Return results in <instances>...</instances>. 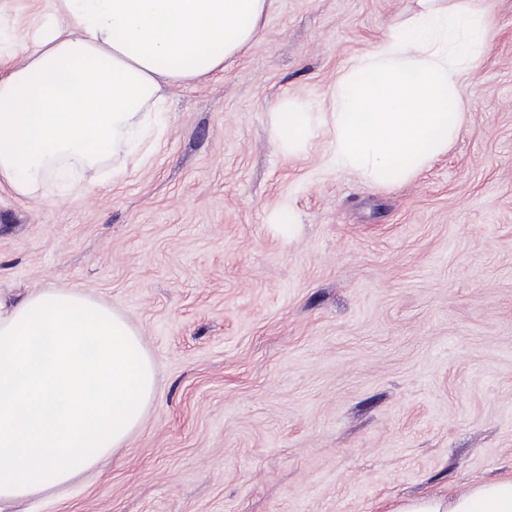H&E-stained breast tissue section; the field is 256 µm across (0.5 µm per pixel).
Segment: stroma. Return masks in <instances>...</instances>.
I'll return each instance as SVG.
<instances>
[{"label":"stroma","instance_id":"1","mask_svg":"<svg viewBox=\"0 0 512 512\" xmlns=\"http://www.w3.org/2000/svg\"><path fill=\"white\" fill-rule=\"evenodd\" d=\"M471 4L492 24L462 125L406 181L276 124L330 111L420 0H276L134 155L0 191V294L108 303L156 371L142 426L30 512H390L512 471V0ZM309 112H297L290 104L279 108L277 137L283 148L292 151L316 136V129L309 122Z\"/></svg>","mask_w":512,"mask_h":512}]
</instances>
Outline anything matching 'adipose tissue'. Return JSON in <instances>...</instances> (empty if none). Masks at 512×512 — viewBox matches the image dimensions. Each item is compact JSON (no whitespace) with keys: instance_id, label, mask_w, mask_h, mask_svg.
<instances>
[{"instance_id":"obj_1","label":"adipose tissue","mask_w":512,"mask_h":512,"mask_svg":"<svg viewBox=\"0 0 512 512\" xmlns=\"http://www.w3.org/2000/svg\"><path fill=\"white\" fill-rule=\"evenodd\" d=\"M275 0H47L0 73V189L33 197L47 175L134 152L164 87L223 70ZM316 135L278 112L280 145ZM154 373L129 320L76 288L0 297V506L98 467L144 419ZM392 512H512V475Z\"/></svg>"}]
</instances>
